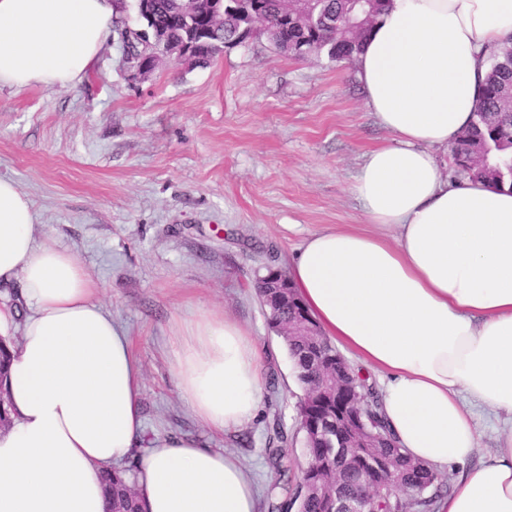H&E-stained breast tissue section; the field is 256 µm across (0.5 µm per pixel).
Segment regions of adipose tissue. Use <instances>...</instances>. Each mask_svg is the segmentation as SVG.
<instances>
[{
	"mask_svg": "<svg viewBox=\"0 0 512 512\" xmlns=\"http://www.w3.org/2000/svg\"><path fill=\"white\" fill-rule=\"evenodd\" d=\"M116 16L114 0H0V87L77 85ZM511 36L512 0H391L355 57L366 106L392 136L353 186L367 227L311 235L288 270L324 335L384 374L400 448L460 466L439 512H512V427L487 462H469L476 409L512 417V189L449 184L434 156L469 126ZM14 281L28 313L0 430V512H104L103 472L132 458L144 512H258L236 455L143 441L128 336L76 257L36 246L29 198L0 178V284ZM186 333L173 369L195 417L215 432L242 425L262 390L251 336L213 313Z\"/></svg>",
	"mask_w": 512,
	"mask_h": 512,
	"instance_id": "ef3b65f1",
	"label": "adipose tissue"
}]
</instances>
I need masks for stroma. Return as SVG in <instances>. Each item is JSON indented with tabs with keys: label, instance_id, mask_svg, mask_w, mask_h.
<instances>
[{
	"label": "stroma",
	"instance_id": "stroma-1",
	"mask_svg": "<svg viewBox=\"0 0 512 512\" xmlns=\"http://www.w3.org/2000/svg\"><path fill=\"white\" fill-rule=\"evenodd\" d=\"M390 139L353 64L264 38L205 67L163 57L142 79L115 32L77 85L0 88V178L31 199L36 244L72 253L130 337L144 439L233 453L275 503L287 494L265 450L281 442L289 474L305 466L304 389L254 284L310 235L363 224L353 185ZM205 311L245 327L261 365L258 412L223 432L194 418L172 368L179 332Z\"/></svg>",
	"mask_w": 512,
	"mask_h": 512
}]
</instances>
